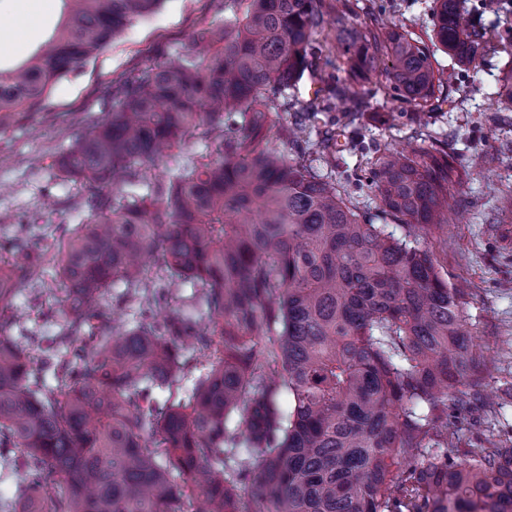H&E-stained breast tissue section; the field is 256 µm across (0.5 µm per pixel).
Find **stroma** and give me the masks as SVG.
<instances>
[{
  "instance_id": "stroma-1",
  "label": "stroma",
  "mask_w": 512,
  "mask_h": 512,
  "mask_svg": "<svg viewBox=\"0 0 512 512\" xmlns=\"http://www.w3.org/2000/svg\"><path fill=\"white\" fill-rule=\"evenodd\" d=\"M351 24L377 16L383 29L399 27L428 39L433 0H350ZM61 0H0V67L27 59L49 37L61 17ZM464 18L486 30L488 42L475 64L464 68L436 53L434 68L448 87L447 102L426 115L385 87L376 74L370 93L358 103V115L345 133L343 158L329 163L309 154L312 165L334 176L361 209L374 206L370 168L374 149L438 142L466 166L469 177L454 192L469 221L420 237L449 286L468 291L464 314L473 332L474 350L484 377L483 399L468 409L449 408L448 429L458 447L497 448L512 444V111L497 110L490 98L495 80L512 67V0L483 9L479 0H463ZM219 0H166L157 13L135 21L111 46L76 72L61 78L44 108L17 116L0 132V247L23 242L43 253L47 269L57 264L55 239L63 228L86 224L83 206L88 188L57 176V161L73 138L108 106L100 89L118 81L148 59L199 58L205 44L195 33L221 19ZM315 86L334 83L336 40L333 26L314 36ZM60 295L51 288L20 289L12 310L18 325L0 331L18 335L54 334L60 320Z\"/></svg>"
}]
</instances>
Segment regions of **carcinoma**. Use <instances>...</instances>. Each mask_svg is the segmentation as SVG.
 Listing matches in <instances>:
<instances>
[{
	"mask_svg": "<svg viewBox=\"0 0 512 512\" xmlns=\"http://www.w3.org/2000/svg\"><path fill=\"white\" fill-rule=\"evenodd\" d=\"M62 2L38 52L0 69V130L164 0ZM346 8L224 0V21L199 35L214 53L128 74L112 111L58 159L93 189L94 220L57 244L58 331L0 336V459L22 483L13 512H192L199 498L202 512H512V446L459 448L448 434V404L482 387L465 292L431 251L373 220L444 229L467 168L432 144L377 153L371 217L272 142L279 98L312 69L331 15L347 73L331 98L352 104L380 64L397 97L445 100L435 52L468 67L484 33L460 0H434L427 43L374 21L348 27ZM494 95L512 110V69ZM317 112L303 107L288 135L309 142ZM217 127L213 157L148 177L190 132ZM111 183L145 190L94 192ZM46 276L24 245L1 256L0 317ZM116 281L125 293L112 301ZM182 283L195 291L180 296ZM177 301L192 312L158 313ZM115 307L131 320L113 323Z\"/></svg>",
	"mask_w": 512,
	"mask_h": 512,
	"instance_id": "cac0c4a2",
	"label": "carcinoma"
}]
</instances>
